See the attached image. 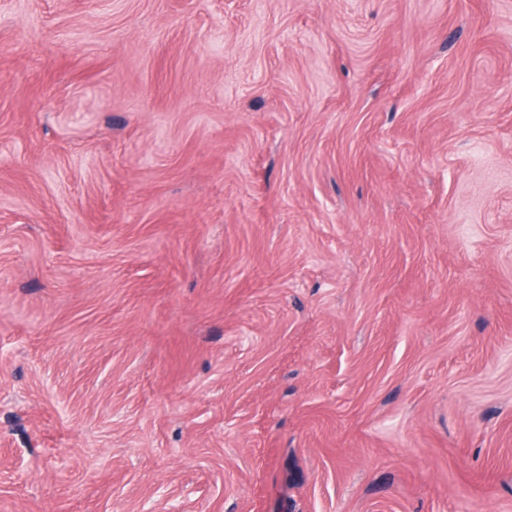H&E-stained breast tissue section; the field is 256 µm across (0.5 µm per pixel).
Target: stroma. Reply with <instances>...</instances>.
<instances>
[{
  "label": "stroma",
  "instance_id": "obj_1",
  "mask_svg": "<svg viewBox=\"0 0 512 512\" xmlns=\"http://www.w3.org/2000/svg\"><path fill=\"white\" fill-rule=\"evenodd\" d=\"M0 512H512V0H0Z\"/></svg>",
  "mask_w": 512,
  "mask_h": 512
}]
</instances>
